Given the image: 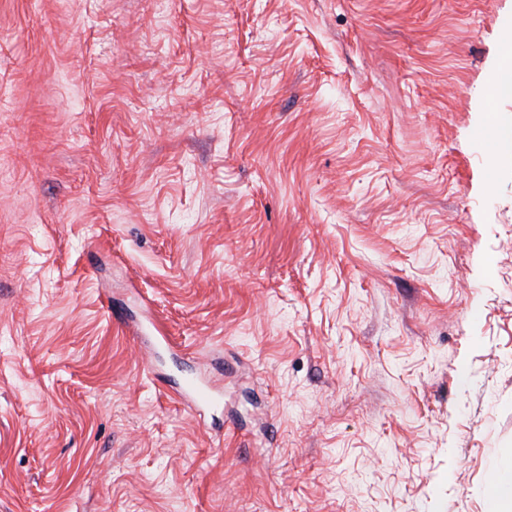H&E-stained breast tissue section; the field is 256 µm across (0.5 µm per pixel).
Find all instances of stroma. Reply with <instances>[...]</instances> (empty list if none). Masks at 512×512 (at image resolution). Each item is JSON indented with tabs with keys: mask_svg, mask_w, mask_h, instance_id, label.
Returning a JSON list of instances; mask_svg holds the SVG:
<instances>
[{
	"mask_svg": "<svg viewBox=\"0 0 512 512\" xmlns=\"http://www.w3.org/2000/svg\"><path fill=\"white\" fill-rule=\"evenodd\" d=\"M509 27L512 0H0V512H485ZM180 399L194 407L212 403L222 396V390L205 382L192 381L176 390Z\"/></svg>",
	"mask_w": 512,
	"mask_h": 512,
	"instance_id": "35a3bbf8",
	"label": "stroma"
}]
</instances>
